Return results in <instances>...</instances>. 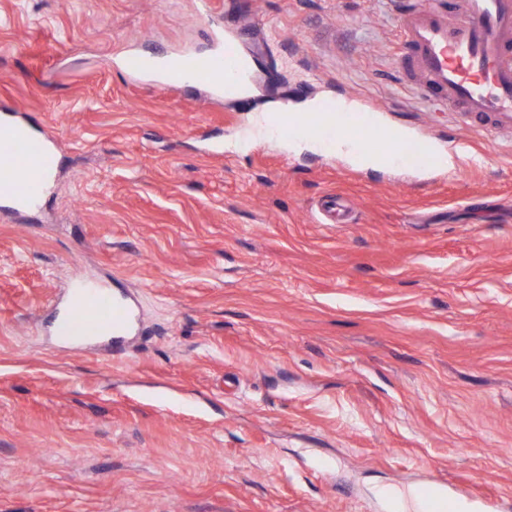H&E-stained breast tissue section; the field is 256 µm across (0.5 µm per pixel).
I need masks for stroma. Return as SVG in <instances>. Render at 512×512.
Masks as SVG:
<instances>
[{"instance_id": "1", "label": "stroma", "mask_w": 512, "mask_h": 512, "mask_svg": "<svg viewBox=\"0 0 512 512\" xmlns=\"http://www.w3.org/2000/svg\"><path fill=\"white\" fill-rule=\"evenodd\" d=\"M400 0H0V108L56 141L0 211V512H512V136L401 79ZM216 97L121 57L205 52ZM347 102L449 164L362 168L258 118ZM336 200V220L321 205ZM76 276L136 296L118 356L48 333ZM169 63L172 67L163 75L167 84L196 83L216 95L235 91L243 67L240 54L231 45L206 54H181ZM124 68L138 76H148L157 73V60L150 55L133 52L122 59Z\"/></svg>"}]
</instances>
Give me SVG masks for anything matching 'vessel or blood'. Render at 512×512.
Here are the masks:
<instances>
[{
	"instance_id": "b4317fda",
	"label": "vessel or blood",
	"mask_w": 512,
	"mask_h": 512,
	"mask_svg": "<svg viewBox=\"0 0 512 512\" xmlns=\"http://www.w3.org/2000/svg\"><path fill=\"white\" fill-rule=\"evenodd\" d=\"M448 15L440 0H418L404 9L400 23L406 53L401 69L426 102H439L474 122L512 132V0H458ZM122 64L132 74H156L155 57L133 52ZM242 58L233 46L205 54H181L171 61L167 84L195 83L213 94L235 91ZM277 132L319 138L337 131L360 148L386 151L395 160L409 153L407 142L373 123L367 113L339 106L320 111L280 112ZM55 142L29 126L23 113H0V200L20 209L38 205L54 176ZM75 298L58 320L56 332L78 340L120 341L143 320L130 297L76 281Z\"/></svg>"
}]
</instances>
